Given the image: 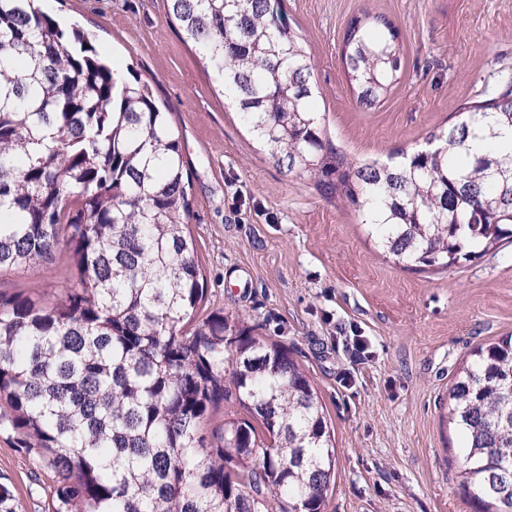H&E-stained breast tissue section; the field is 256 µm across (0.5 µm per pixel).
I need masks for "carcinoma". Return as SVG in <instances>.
<instances>
[{
  "label": "carcinoma",
  "instance_id": "cac0c4a2",
  "mask_svg": "<svg viewBox=\"0 0 512 512\" xmlns=\"http://www.w3.org/2000/svg\"><path fill=\"white\" fill-rule=\"evenodd\" d=\"M274 162L336 174L368 233L418 270L512 240V81L463 106L405 163L355 165L313 108L310 57L270 0H168ZM345 32L357 100L398 79L395 27ZM191 182L170 113L35 0H0V270L67 257L45 306L0 293V431L56 474L47 512H323L335 447L291 351L237 314H203ZM248 414L212 435L228 396ZM512 337L472 353L448 391L462 486L512 509Z\"/></svg>",
  "mask_w": 512,
  "mask_h": 512
}]
</instances>
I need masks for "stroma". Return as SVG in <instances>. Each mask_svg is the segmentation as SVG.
<instances>
[{
    "instance_id": "1",
    "label": "stroma",
    "mask_w": 512,
    "mask_h": 512,
    "mask_svg": "<svg viewBox=\"0 0 512 512\" xmlns=\"http://www.w3.org/2000/svg\"><path fill=\"white\" fill-rule=\"evenodd\" d=\"M96 51L149 84L179 131L189 228L207 310L241 313L288 347L336 441L325 512H478L461 486L448 390L472 350L512 336V243L461 267L418 272L367 236L361 206L324 193L322 173L274 164L224 96L167 0H42ZM313 65L315 107L348 161L426 148L466 102L512 74V0H271ZM397 29L402 69L374 106L356 101L343 59L352 18ZM68 263L0 273V291L53 303ZM363 336L365 354L352 349ZM0 484L13 512H46L56 477L0 432Z\"/></svg>"
}]
</instances>
